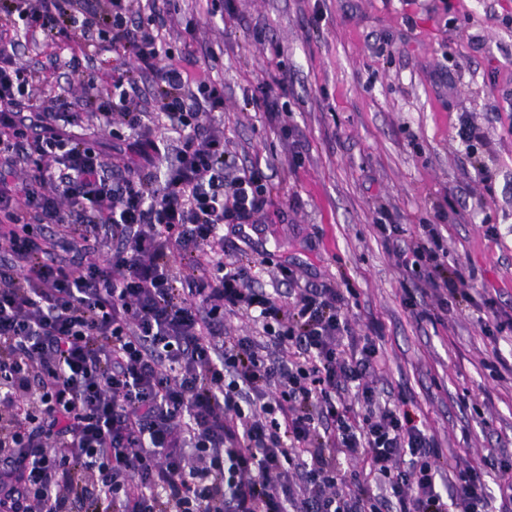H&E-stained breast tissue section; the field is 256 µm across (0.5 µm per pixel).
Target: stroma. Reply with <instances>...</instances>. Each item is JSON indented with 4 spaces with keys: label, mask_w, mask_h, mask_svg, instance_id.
Here are the masks:
<instances>
[{
    "label": "stroma",
    "mask_w": 512,
    "mask_h": 512,
    "mask_svg": "<svg viewBox=\"0 0 512 512\" xmlns=\"http://www.w3.org/2000/svg\"><path fill=\"white\" fill-rule=\"evenodd\" d=\"M164 34L173 63L224 84L222 125L238 166L270 165L274 198L260 231L224 234V262L258 263L264 286L277 266L300 283L352 289L356 339L381 328L384 390L448 457L495 449L512 467V338L486 336L473 301L497 294L512 313V0H232L225 16L206 0H175ZM36 73L33 103L84 111L75 44L20 37ZM287 75L279 125L243 101L258 83ZM473 117L484 144L470 151L457 129ZM388 210L406 229L439 223L449 268L471 301L445 322L419 321L375 222Z\"/></svg>",
    "instance_id": "35a3bbf8"
}]
</instances>
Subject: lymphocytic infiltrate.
Returning <instances> with one entry per match:
<instances>
[{
  "label": "lymphocytic infiltrate",
  "instance_id": "lymphocytic-infiltrate-1",
  "mask_svg": "<svg viewBox=\"0 0 512 512\" xmlns=\"http://www.w3.org/2000/svg\"><path fill=\"white\" fill-rule=\"evenodd\" d=\"M161 20L158 0H0V512H495L494 455L448 461L381 395V348L345 342L341 289L294 287L283 266L291 287L270 293L222 262L225 225L274 205L270 177L204 124L223 84L160 64ZM19 31L132 59L111 96L83 88L143 164L89 146L78 113L31 109L35 75L5 40ZM376 228L435 300L407 298L415 318L469 297L436 225L384 210ZM229 314L260 335H225Z\"/></svg>",
  "mask_w": 512,
  "mask_h": 512
}]
</instances>
